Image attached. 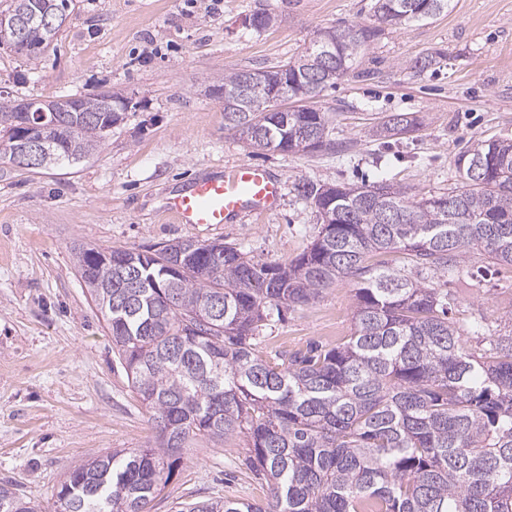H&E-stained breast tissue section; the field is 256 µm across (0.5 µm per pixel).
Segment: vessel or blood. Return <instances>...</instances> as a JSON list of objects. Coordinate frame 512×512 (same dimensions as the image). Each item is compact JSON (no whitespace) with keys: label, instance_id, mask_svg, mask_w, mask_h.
Instances as JSON below:
<instances>
[{"label":"vessel or blood","instance_id":"1","mask_svg":"<svg viewBox=\"0 0 512 512\" xmlns=\"http://www.w3.org/2000/svg\"><path fill=\"white\" fill-rule=\"evenodd\" d=\"M282 190L269 169L240 164L194 178L168 197L165 210L178 224H230L275 210Z\"/></svg>","mask_w":512,"mask_h":512}]
</instances>
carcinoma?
<instances>
[{
    "label": "carcinoma",
    "instance_id": "carcinoma-1",
    "mask_svg": "<svg viewBox=\"0 0 512 512\" xmlns=\"http://www.w3.org/2000/svg\"><path fill=\"white\" fill-rule=\"evenodd\" d=\"M449 0H373L378 24L323 31L336 49V73L318 84L292 63L264 71L246 97L245 71L224 75V125L253 133L251 146L288 153L306 132L327 149L325 114H283L271 82L288 98L319 96L347 75L361 51L384 34L448 11ZM69 0H0V13L27 21L60 15ZM60 29L30 25L34 59ZM20 100L0 91V154L15 162ZM91 97L56 98L42 135L55 167L96 154L116 127ZM412 121L381 124L386 137ZM484 166V179L470 176ZM458 186L410 200L386 183L298 186L322 228L284 264L259 263L240 248L195 244L170 273L171 242L134 267L132 249L76 245L75 264L100 311L112 349L150 413L155 445L115 451L69 470L53 512H151L196 439L249 438V468L269 488L265 502L208 498L185 512H512V333L479 336L453 317L456 298L411 279L386 257L404 251L417 267L460 272L472 254L512 268V140L482 141L455 162ZM348 281L357 307L350 336L334 347L268 354L257 332L272 312L308 305ZM0 512H36L0 485Z\"/></svg>",
    "mask_w": 512,
    "mask_h": 512
}]
</instances>
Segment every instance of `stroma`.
Listing matches in <instances>:
<instances>
[{
    "label": "stroma",
    "mask_w": 512,
    "mask_h": 512,
    "mask_svg": "<svg viewBox=\"0 0 512 512\" xmlns=\"http://www.w3.org/2000/svg\"><path fill=\"white\" fill-rule=\"evenodd\" d=\"M371 0H72L57 41L37 62L0 45V90L29 99L119 93L132 103L99 152L71 168L24 169L0 160V484L49 512L66 472L155 439L149 414L112 351L72 248L143 249L173 239L219 241L264 263L294 259L321 219L297 184L387 181L413 200L454 187L455 160L477 142L512 139V0H450L447 12L395 29L357 57L316 105L333 146L314 152L249 147L224 125L212 96L225 74L280 65L324 29L371 25ZM277 26L243 25L257 10ZM442 64L417 71L435 51ZM416 118L405 138L381 137L389 116ZM284 181L278 209L221 226L174 223L167 197L193 177L237 163ZM393 266L450 290L456 319L484 336L512 332V269L470 257L462 273ZM356 298L336 283L261 330L267 352L349 336ZM248 439L196 440L152 512L202 498L264 502L267 486L241 461Z\"/></svg>",
    "instance_id": "35a3bbf8"
}]
</instances>
